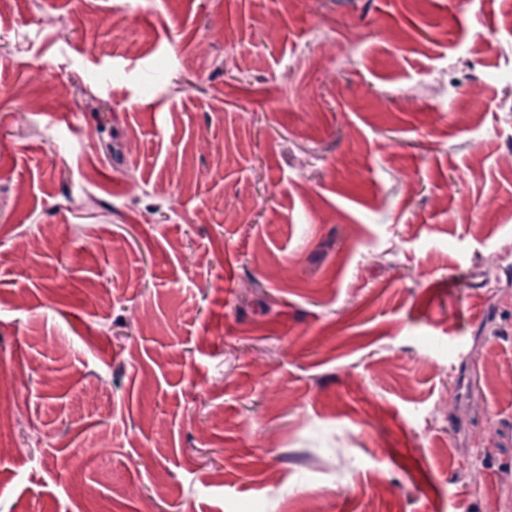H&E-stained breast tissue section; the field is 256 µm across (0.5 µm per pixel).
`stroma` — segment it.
I'll return each mask as SVG.
<instances>
[{"mask_svg":"<svg viewBox=\"0 0 512 512\" xmlns=\"http://www.w3.org/2000/svg\"><path fill=\"white\" fill-rule=\"evenodd\" d=\"M512 0H0V512H512Z\"/></svg>","mask_w":512,"mask_h":512,"instance_id":"35a3bbf8","label":"stroma"}]
</instances>
